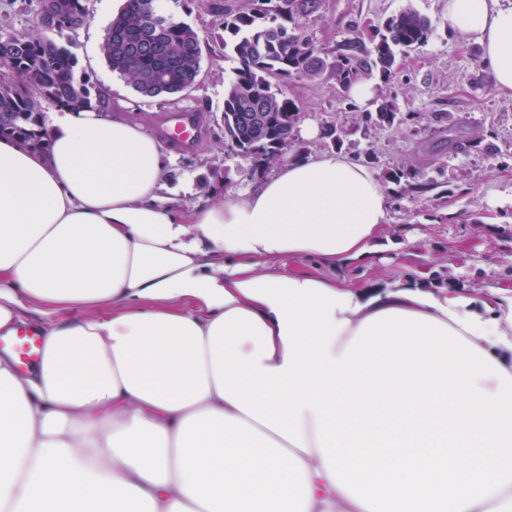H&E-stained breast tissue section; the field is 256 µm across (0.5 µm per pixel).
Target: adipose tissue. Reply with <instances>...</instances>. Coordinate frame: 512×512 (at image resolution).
I'll list each match as a JSON object with an SVG mask.
<instances>
[{"instance_id":"1","label":"adipose tissue","mask_w":512,"mask_h":512,"mask_svg":"<svg viewBox=\"0 0 512 512\" xmlns=\"http://www.w3.org/2000/svg\"><path fill=\"white\" fill-rule=\"evenodd\" d=\"M448 23L512 96V5ZM50 130L0 137V335L41 338L28 368L0 350V512H512V292L254 271L375 255L372 168L286 158L186 211L137 124Z\"/></svg>"}]
</instances>
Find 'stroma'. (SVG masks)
<instances>
[{"mask_svg":"<svg viewBox=\"0 0 512 512\" xmlns=\"http://www.w3.org/2000/svg\"><path fill=\"white\" fill-rule=\"evenodd\" d=\"M160 8L205 37L219 22L205 0H162ZM407 8L427 16L432 33L419 52L398 59L388 89L404 122L359 131L363 108L344 95L331 71L314 81L296 78L289 81L288 92L302 109L300 128L313 134L296 136L287 154L295 156L301 147L311 157L324 153L323 132L334 125L346 133L343 153L374 151L377 173L396 166L413 168L420 180L435 181V188L402 195L397 185L388 184L390 222L383 229V246L369 264L336 268L315 259L284 258L258 265V272L314 273L353 288L383 287L409 275L428 287L480 299L494 287L512 290V97L494 88L480 46L449 26L448 0H323L302 24L330 61L356 28L381 24ZM90 9L91 21L74 35L73 51L80 70L107 99L108 117L132 120L158 138L166 116L207 107L221 112L225 85L237 65L221 44H213L206 54L194 90L146 99L94 51L112 20L111 0H90ZM448 112L488 131L496 152L427 160L419 145L441 127ZM205 125L203 137L191 148L160 143L165 162L161 193L185 210L223 203L226 193L260 182L252 173L253 159L231 151L223 128L213 120Z\"/></svg>","mask_w":512,"mask_h":512,"instance_id":"stroma-1","label":"stroma"}]
</instances>
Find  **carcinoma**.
<instances>
[{
    "mask_svg": "<svg viewBox=\"0 0 512 512\" xmlns=\"http://www.w3.org/2000/svg\"><path fill=\"white\" fill-rule=\"evenodd\" d=\"M61 2L55 38L31 34L21 45L0 40V54L11 56L35 77L32 89L0 83V136L42 150L51 141L46 106L79 111L91 105L94 88L87 74H77L78 59L71 50V30L88 0ZM321 2L254 0L239 9L222 2L211 6L222 19L224 54L238 62L224 91L221 122L224 140L240 154L266 164L294 141L301 107L288 95L289 80H315L329 66L340 86L357 76H376L387 86L397 56L419 50L432 32L431 21L409 8L375 27L366 40L346 39L329 64L300 24L301 18L319 10ZM203 44L189 24L164 15L156 5L150 8L143 0H128L112 19L101 51L112 71L125 78L137 94L154 98L177 94L195 78L202 70ZM374 104L375 112L363 113L364 127L392 126L405 120L389 98H379ZM435 143L450 156L492 148L483 133L455 122L452 116L448 126L438 131Z\"/></svg>",
    "mask_w": 512,
    "mask_h": 512,
    "instance_id": "1",
    "label": "carcinoma"
}]
</instances>
